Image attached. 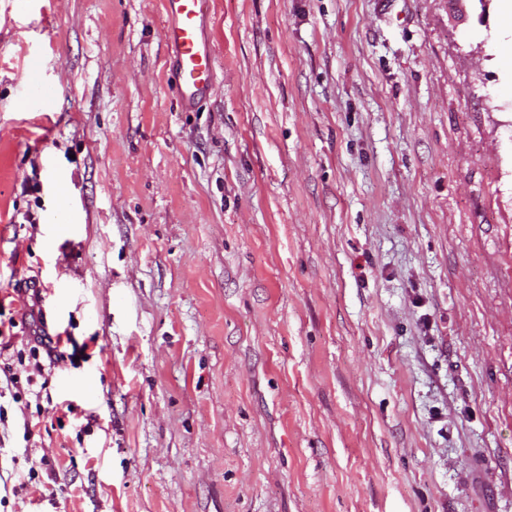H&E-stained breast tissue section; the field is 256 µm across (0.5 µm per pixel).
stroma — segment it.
Returning a JSON list of instances; mask_svg holds the SVG:
<instances>
[{
	"instance_id": "stroma-1",
	"label": "stroma",
	"mask_w": 512,
	"mask_h": 512,
	"mask_svg": "<svg viewBox=\"0 0 512 512\" xmlns=\"http://www.w3.org/2000/svg\"><path fill=\"white\" fill-rule=\"evenodd\" d=\"M501 4L0 0V512H512ZM212 8V0H164L162 38L176 59L170 90L184 110L207 97L216 78L213 50L204 35ZM34 341L35 343L38 344V346H41L42 348L47 350L46 353L48 357H51L52 352L55 349L60 348L61 343H64V339L62 337L61 332H58L57 334H55V336H50L48 332H44L43 334L39 333V336H35ZM38 346H33L29 348L28 358H31L35 361V363L33 364V372L37 373V375L42 376L45 371V368L38 361Z\"/></svg>"
}]
</instances>
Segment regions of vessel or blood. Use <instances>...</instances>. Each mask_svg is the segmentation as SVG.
I'll list each match as a JSON object with an SVG mask.
<instances>
[{
    "mask_svg": "<svg viewBox=\"0 0 512 512\" xmlns=\"http://www.w3.org/2000/svg\"><path fill=\"white\" fill-rule=\"evenodd\" d=\"M212 8L213 0H164L162 38L176 59L171 91L185 110L207 97L216 78L213 50L204 35Z\"/></svg>",
    "mask_w": 512,
    "mask_h": 512,
    "instance_id": "vessel-or-blood-1",
    "label": "vessel or blood"
}]
</instances>
